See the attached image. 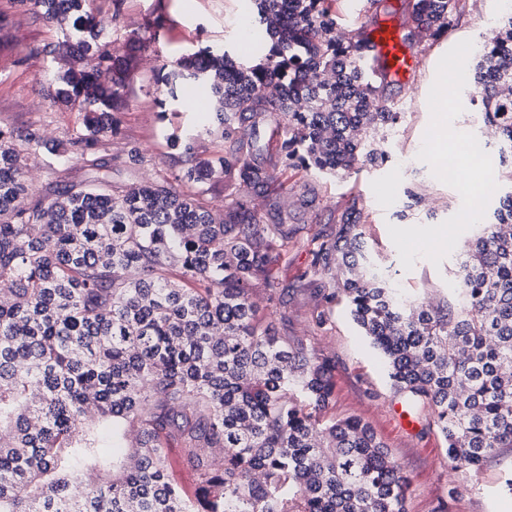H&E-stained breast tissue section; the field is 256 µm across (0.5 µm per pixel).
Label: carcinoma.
<instances>
[{
    "instance_id": "obj_1",
    "label": "carcinoma",
    "mask_w": 512,
    "mask_h": 512,
    "mask_svg": "<svg viewBox=\"0 0 512 512\" xmlns=\"http://www.w3.org/2000/svg\"><path fill=\"white\" fill-rule=\"evenodd\" d=\"M338 0H254L270 44L260 62L211 46L165 64L158 88H209L224 152L176 137L182 168L112 188L108 159L137 51L111 47L94 0H16L69 30L72 63L53 101L84 113L69 140L88 178L27 184L21 147L55 148L36 128H0V512H407L401 465L361 418L331 414L336 363L310 338L265 322L254 289L284 295L269 265L303 242L318 282L312 324L336 299L381 353L408 412L434 425L451 466L477 472L512 448V190L457 261L458 298L433 306L371 257L359 197L332 236L302 227L278 190L288 170L347 176L388 161L402 119L366 70L365 27ZM456 0H414L403 41L448 29ZM472 78L497 165L512 161V12L475 56ZM224 183V211L208 190ZM266 199L259 213L233 190ZM183 448L191 492L165 445ZM166 454L172 466L173 478L185 489L191 490L197 480L193 470L181 464L182 450L176 442L171 441L166 447Z\"/></svg>"
}]
</instances>
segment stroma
<instances>
[{
	"label": "stroma",
	"mask_w": 512,
	"mask_h": 512,
	"mask_svg": "<svg viewBox=\"0 0 512 512\" xmlns=\"http://www.w3.org/2000/svg\"><path fill=\"white\" fill-rule=\"evenodd\" d=\"M94 15L105 37L120 47L134 34H145L146 23L160 21L155 41L138 54L127 88V106L118 113V129L102 140L101 155L112 164V183L124 186L144 178L171 177L181 165L168 141L174 126L197 135L206 154L220 150L221 142L206 130L202 111H213V103L197 109L199 94L186 88L177 98L158 105L156 74L167 62L212 46L240 60L260 56V47L246 43L240 28L248 23L258 28L253 0H95ZM410 0H341V24L347 28L369 25L388 18L407 29ZM9 25L0 31V127L34 126L45 139L59 143L56 154L44 149L24 154L27 179L34 189L62 182L79 185L87 177L82 165L70 159L65 141L82 126L80 112L56 106L48 92L50 82L63 65L58 45L63 31L33 9L16 8L12 0H0V14ZM502 0H459L447 31L438 40L414 44L419 67L412 83L383 85L384 95L397 103L404 118L385 140L387 163L364 168L349 176L325 177L303 171L288 182V199L313 197L310 208L296 211V221L305 235L334 234L350 196L360 198L362 222L374 255L391 265L400 288L411 294L452 291L457 283L454 263L463 245L480 225L493 221L505 188L498 173L488 179L468 178L458 184L434 172L425 149L446 129H453L486 142L487 154H497L495 140L484 137V127L471 103L474 86L468 77H453L446 84L451 65L463 58L471 45L487 34L484 22L501 19ZM139 150L143 165L129 163L131 150ZM411 164H402V156ZM431 199L432 208L416 207L410 220L399 221L396 213L407 188ZM310 255L306 245L291 249L270 267L271 277L287 287L285 305L258 294L257 301L271 321L288 316V332L301 336L315 304L312 287L302 285ZM320 347L336 362L334 415H355L367 422L377 438L403 466L410 480L408 512H512V491L504 484L512 476V448L500 449L470 477L452 470L446 443L435 430L424 434L404 431L392 413L397 398L390 386L384 361L361 334L344 305H337L325 330L317 335ZM456 496H449L451 488Z\"/></svg>",
	"instance_id": "stroma-1"
}]
</instances>
